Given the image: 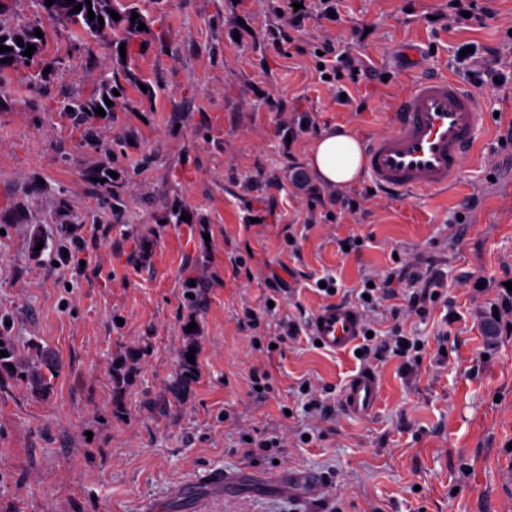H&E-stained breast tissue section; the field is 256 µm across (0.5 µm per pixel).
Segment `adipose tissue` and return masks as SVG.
I'll return each mask as SVG.
<instances>
[{"instance_id":"ef3b65f1","label":"adipose tissue","mask_w":512,"mask_h":512,"mask_svg":"<svg viewBox=\"0 0 512 512\" xmlns=\"http://www.w3.org/2000/svg\"><path fill=\"white\" fill-rule=\"evenodd\" d=\"M308 163L318 181L330 187L345 188L362 175L364 149L352 131L329 127L320 131L313 141Z\"/></svg>"}]
</instances>
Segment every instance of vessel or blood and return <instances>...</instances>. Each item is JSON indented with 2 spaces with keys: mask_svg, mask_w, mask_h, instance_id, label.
Returning a JSON list of instances; mask_svg holds the SVG:
<instances>
[{
  "mask_svg": "<svg viewBox=\"0 0 512 512\" xmlns=\"http://www.w3.org/2000/svg\"><path fill=\"white\" fill-rule=\"evenodd\" d=\"M481 99L455 78L419 77L407 84L388 110V130L366 144V169L373 186L388 195L447 192L457 183L475 147ZM311 332L323 348L343 353L355 346L364 322L355 307L331 302L321 307ZM381 394L376 373L363 369L341 392L344 409L365 418Z\"/></svg>",
  "mask_w": 512,
  "mask_h": 512,
  "instance_id": "b4317fda",
  "label": "vessel or blood"
}]
</instances>
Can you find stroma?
<instances>
[{
	"label": "stroma",
	"instance_id": "stroma-1",
	"mask_svg": "<svg viewBox=\"0 0 512 512\" xmlns=\"http://www.w3.org/2000/svg\"><path fill=\"white\" fill-rule=\"evenodd\" d=\"M0 1V26H41L48 68L0 89V336L60 361L44 394L0 369V512H186L178 484L206 512H512V335L491 316L512 282V0L470 20L454 0H340L332 21L290 20L278 0H135L148 26L128 58L112 33L80 40L37 0ZM323 64L340 78L322 81ZM421 74L482 100L457 189L405 198L310 173L322 129L385 132L387 103ZM112 76L124 93L86 138L68 104ZM103 168L111 183L93 180ZM391 274L400 296L361 313L421 342L408 361L333 354L306 330L270 348L280 319L327 302L318 279L354 304ZM422 288L425 314L408 313ZM190 333L198 377L176 397ZM130 349L119 389L112 361ZM363 368L382 386L365 419L340 398ZM269 435L279 447L246 453ZM215 470L255 483L215 496ZM285 472L321 487L281 495Z\"/></svg>",
	"mask_w": 512,
	"mask_h": 512
}]
</instances>
